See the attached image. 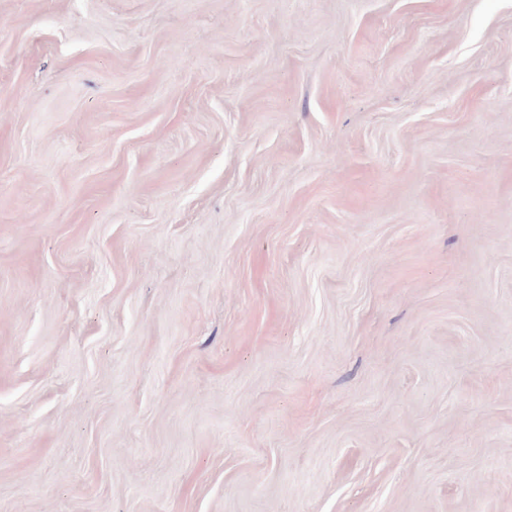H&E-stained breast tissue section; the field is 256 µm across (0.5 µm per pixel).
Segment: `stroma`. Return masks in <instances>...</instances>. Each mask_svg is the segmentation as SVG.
Returning a JSON list of instances; mask_svg holds the SVG:
<instances>
[{
    "label": "stroma",
    "mask_w": 512,
    "mask_h": 512,
    "mask_svg": "<svg viewBox=\"0 0 512 512\" xmlns=\"http://www.w3.org/2000/svg\"><path fill=\"white\" fill-rule=\"evenodd\" d=\"M0 512H512V0H0Z\"/></svg>",
    "instance_id": "stroma-1"
}]
</instances>
